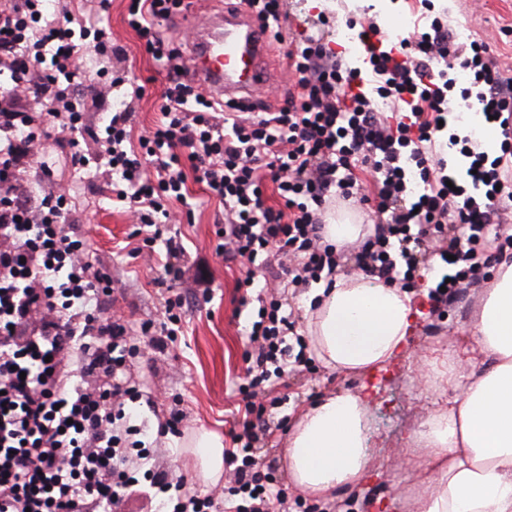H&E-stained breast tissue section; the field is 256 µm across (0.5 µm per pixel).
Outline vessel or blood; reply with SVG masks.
Listing matches in <instances>:
<instances>
[{
    "label": "vessel or blood",
    "instance_id": "1",
    "mask_svg": "<svg viewBox=\"0 0 512 512\" xmlns=\"http://www.w3.org/2000/svg\"><path fill=\"white\" fill-rule=\"evenodd\" d=\"M186 63L205 90L227 103L262 94L276 79L268 37L241 9L212 15Z\"/></svg>",
    "mask_w": 512,
    "mask_h": 512
}]
</instances>
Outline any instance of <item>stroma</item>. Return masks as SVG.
Here are the masks:
<instances>
[{
    "mask_svg": "<svg viewBox=\"0 0 512 512\" xmlns=\"http://www.w3.org/2000/svg\"><path fill=\"white\" fill-rule=\"evenodd\" d=\"M239 0H194L188 13L164 21L162 31L181 51H188V37L193 36L206 18L221 8L238 6ZM127 0H112L107 22L112 37L128 54L129 76L144 85L145 95L133 125V137L146 134L158 121L163 81L157 80L159 66L143 52L135 33L126 23ZM421 6L418 0H287L282 26L303 30L322 29L325 38H336L337 21L346 14L369 12L381 29L392 35L412 34ZM437 12L447 14L449 25L465 40L480 39L488 43L490 55L504 76L512 77V0H436ZM325 12L328 25H320L318 12ZM54 179L68 185L72 209L88 235L97 260L111 264L117 279L114 315L133 325L145 321L161 322L163 309L154 280L161 270L164 254L153 259L133 255L139 239L133 238L134 221L126 205L113 200L107 182L98 176L86 177L72 168L65 158H57ZM186 187L195 202L192 216H179L185 253L179 259L182 268L195 269L206 261L212 285L209 296L188 297L185 321L175 344L166 352L153 350L147 338L134 335L137 348L130 358V372L145 380L153 391L152 406L136 405L132 413L148 433H155L159 420L172 408H180L187 418L183 432L204 427L226 434L237 413L241 397L231 386L245 369L244 329L257 317L256 306H237L235 282L245 271L254 274V289L265 293L267 275L264 259H256L251 268L225 265L214 253L215 224L222 210L210 199L202 183L187 179ZM484 290L467 288L447 308L431 312L427 291L415 289L414 302L423 316L418 320L406 356L382 376L369 379L347 375L326 367L315 359L314 349H307L311 361L301 372L286 376L289 398L271 409L279 428L265 440L264 462L270 466L279 485L289 497L298 498L295 512H312L314 501L302 495L288 476L284 450L288 433L300 414L315 401L346 391L357 392L370 387L367 416L372 431L370 466L375 478L365 487L338 493L336 500L343 512H372L375 503L387 504V512H413L406 495L416 477L407 465L408 435L418 423L432 414L437 404L448 400L449 391L434 382L427 364L432 351L455 358L470 342L465 333L475 317Z\"/></svg>",
    "mask_w": 512,
    "mask_h": 512,
    "instance_id": "stroma-1",
    "label": "stroma"
}]
</instances>
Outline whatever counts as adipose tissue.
I'll use <instances>...</instances> for the list:
<instances>
[{"mask_svg":"<svg viewBox=\"0 0 512 512\" xmlns=\"http://www.w3.org/2000/svg\"><path fill=\"white\" fill-rule=\"evenodd\" d=\"M306 309L318 358L346 374L375 376L404 353L414 326L413 296L360 271L319 283ZM478 357L433 356L441 384L457 388L448 405L412 433L411 461L423 489L419 512H512V261H502L469 329ZM367 395L346 392L310 406L288 435V473L307 496L330 500L369 477ZM205 485L224 476L221 437L200 428L178 440Z\"/></svg>","mask_w":512,"mask_h":512,"instance_id":"1","label":"adipose tissue"}]
</instances>
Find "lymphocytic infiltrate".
Masks as SVG:
<instances>
[{"label":"lymphocytic infiltrate","mask_w":512,"mask_h":512,"mask_svg":"<svg viewBox=\"0 0 512 512\" xmlns=\"http://www.w3.org/2000/svg\"><path fill=\"white\" fill-rule=\"evenodd\" d=\"M111 2L77 8L64 0L49 13L44 0H0V512H116L142 476L168 512H218L230 495L239 499L234 512H288L286 492L263 470L271 425L256 398L306 361L289 342L287 290L334 273L347 254L326 241L327 200L377 216L350 253L361 271L412 288L432 265L449 268L445 287L428 293L433 309L447 306L484 281L490 259L512 243L491 230L512 209V78L487 58L484 43L457 42L433 0H420L433 19L413 40L359 22L360 68L322 39L286 37L285 0H243L272 42L287 45L297 89L275 111L253 103L228 110L203 95L182 53L156 28L183 0H128V26L166 68L161 116L133 140L145 93L133 87L95 140L112 192L136 219L135 235L145 248L161 239L167 254L181 252L157 220L170 218L172 204L187 205L190 170L224 207L216 255L230 263L273 257L270 300L246 333L242 404L224 451L231 484L186 497L164 471L150 469L154 448L126 420L128 404L147 392L126 365L131 326L110 313L112 267L92 260L69 191L51 183L48 153L30 156L50 141L69 148L73 165H87L88 105L126 82L114 69L125 52L104 24ZM462 101L499 128L498 156L449 132ZM441 134L467 160L464 182L436 147ZM33 160L50 182L37 197L22 176ZM356 169L375 173L372 188H360ZM269 182L279 207L265 203Z\"/></svg>","instance_id":"1"}]
</instances>
